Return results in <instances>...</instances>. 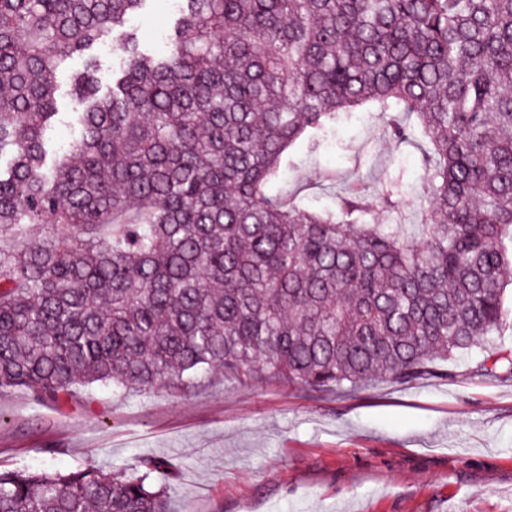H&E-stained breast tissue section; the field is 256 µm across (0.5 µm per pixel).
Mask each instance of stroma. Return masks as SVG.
I'll use <instances>...</instances> for the list:
<instances>
[{
    "label": "stroma",
    "instance_id": "stroma-1",
    "mask_svg": "<svg viewBox=\"0 0 512 512\" xmlns=\"http://www.w3.org/2000/svg\"><path fill=\"white\" fill-rule=\"evenodd\" d=\"M179 17L131 16L142 49L162 53ZM287 195L335 207L356 180L421 153L394 141L375 108H357L319 149H289ZM476 354L456 373L370 383L314 398L275 382L209 371L184 389L79 387L61 403L0 389V470L133 473L169 461L172 512H512V380L483 376Z\"/></svg>",
    "mask_w": 512,
    "mask_h": 512
}]
</instances>
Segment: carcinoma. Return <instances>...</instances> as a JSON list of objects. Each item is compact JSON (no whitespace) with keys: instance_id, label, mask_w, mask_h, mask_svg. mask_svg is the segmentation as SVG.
I'll list each match as a JSON object with an SVG mask.
<instances>
[{"instance_id":"obj_1","label":"carcinoma","mask_w":512,"mask_h":512,"mask_svg":"<svg viewBox=\"0 0 512 512\" xmlns=\"http://www.w3.org/2000/svg\"><path fill=\"white\" fill-rule=\"evenodd\" d=\"M148 0H0V388L190 386L210 368L324 397L477 371L512 267V0H176L165 53L125 33L112 89L57 70ZM364 104L427 139L339 210L272 192L285 154ZM416 205L421 224L402 222ZM392 224H375L376 207ZM170 465L0 471V512H167Z\"/></svg>"}]
</instances>
